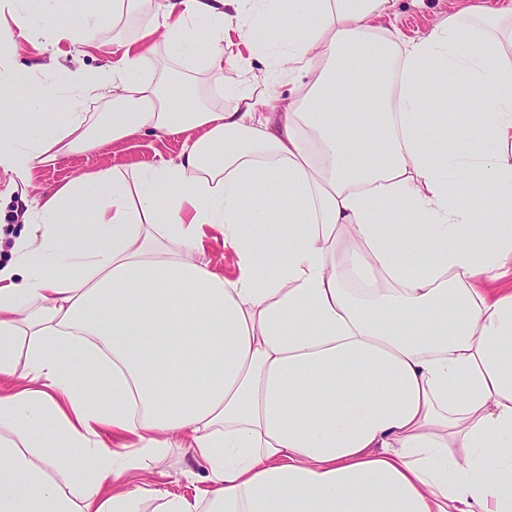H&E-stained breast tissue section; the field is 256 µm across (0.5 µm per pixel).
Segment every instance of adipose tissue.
I'll return each instance as SVG.
<instances>
[{"label": "adipose tissue", "mask_w": 512, "mask_h": 512, "mask_svg": "<svg viewBox=\"0 0 512 512\" xmlns=\"http://www.w3.org/2000/svg\"><path fill=\"white\" fill-rule=\"evenodd\" d=\"M395 5L113 0L151 22L71 74L69 111L36 86L0 113L15 185L77 149L188 135L177 163L93 170L29 208L0 268V380L25 381L0 397V512H512V2L418 40L383 26ZM233 14L242 42L284 32L276 79L226 55ZM36 21L74 47L104 18ZM203 30L231 107L175 104L143 71L156 32L192 58ZM454 77L478 111L448 152ZM91 95L112 98L99 137ZM211 229L235 277L207 258ZM67 349L109 380L107 409ZM105 430L136 442L114 450ZM171 448L204 464L202 495L120 491Z\"/></svg>", "instance_id": "ef3b65f1"}]
</instances>
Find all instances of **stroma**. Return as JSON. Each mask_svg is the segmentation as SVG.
Wrapping results in <instances>:
<instances>
[{
  "instance_id": "35a3bbf8",
  "label": "stroma",
  "mask_w": 512,
  "mask_h": 512,
  "mask_svg": "<svg viewBox=\"0 0 512 512\" xmlns=\"http://www.w3.org/2000/svg\"><path fill=\"white\" fill-rule=\"evenodd\" d=\"M106 22L89 44L81 51L62 46L60 51L46 49V34L39 24H31L27 34H20L11 13L0 11V36L12 40L13 48L0 53V65L11 66L22 74V81L0 87V97L16 101L26 97L31 86L44 84L54 87L57 99L52 109L62 112L70 95L67 85L69 75L76 71H93L112 61L116 43L139 35L149 22L148 15L140 14L127 19L115 16L112 0H94ZM471 0H398L392 23L406 37L428 36L448 13L460 10ZM146 70L167 68L172 72L168 93L171 98L192 97L198 103L227 107L229 99L209 71L198 61L170 60L164 48H157L146 63ZM183 135L173 133L162 138L144 134L119 146L104 145L94 151L76 150L55 165L36 170L32 185L22 191L5 194L7 177L0 172V263L8 262L13 255L17 239L25 233L28 200L40 197L45 191L59 188L81 173L102 168L122 171L135 169L146 161H177L183 147ZM195 465L185 449L172 448L148 471L131 472L124 483L132 490L146 482L175 493L193 495L201 490L202 482L192 477Z\"/></svg>"
}]
</instances>
